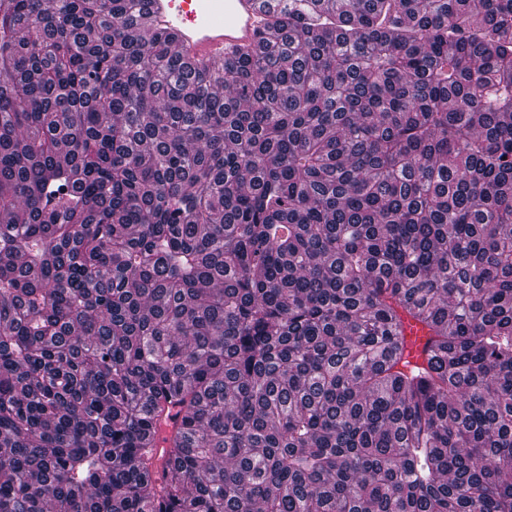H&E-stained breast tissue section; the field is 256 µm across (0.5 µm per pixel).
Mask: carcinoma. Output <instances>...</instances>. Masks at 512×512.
Instances as JSON below:
<instances>
[{"mask_svg":"<svg viewBox=\"0 0 512 512\" xmlns=\"http://www.w3.org/2000/svg\"><path fill=\"white\" fill-rule=\"evenodd\" d=\"M143 3L0 0V512H512V0ZM262 0H146L138 25L143 37L175 32L177 48L202 62L224 61V56L256 43L270 33L266 20L270 6ZM405 334L407 336L410 356L408 360L412 363H421L423 360V348L428 339L427 332L421 325L414 321L406 322Z\"/></svg>","mask_w":512,"mask_h":512,"instance_id":"carcinoma-1","label":"carcinoma"}]
</instances>
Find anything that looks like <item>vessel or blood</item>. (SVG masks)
Here are the masks:
<instances>
[{"instance_id": "vessel-or-blood-1", "label": "vessel or blood", "mask_w": 512, "mask_h": 512, "mask_svg": "<svg viewBox=\"0 0 512 512\" xmlns=\"http://www.w3.org/2000/svg\"><path fill=\"white\" fill-rule=\"evenodd\" d=\"M267 18L261 0H145L138 25L143 37L170 31L177 34V47L184 55L220 62L267 36ZM405 334L410 362H422L426 330L410 321Z\"/></svg>"}]
</instances>
